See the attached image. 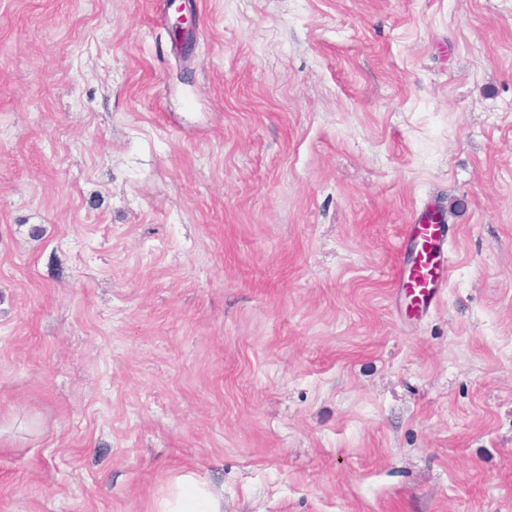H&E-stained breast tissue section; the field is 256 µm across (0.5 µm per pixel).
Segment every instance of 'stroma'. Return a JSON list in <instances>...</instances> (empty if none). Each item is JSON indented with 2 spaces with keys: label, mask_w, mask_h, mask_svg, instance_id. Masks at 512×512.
Returning a JSON list of instances; mask_svg holds the SVG:
<instances>
[{
  "label": "stroma",
  "mask_w": 512,
  "mask_h": 512,
  "mask_svg": "<svg viewBox=\"0 0 512 512\" xmlns=\"http://www.w3.org/2000/svg\"><path fill=\"white\" fill-rule=\"evenodd\" d=\"M178 2L0 0V512H512V0ZM404 234L420 243L409 271L399 270L396 276L398 285L407 288L417 304L424 305L432 301L443 288L445 272H449V257L445 258L439 248L442 238L440 224H407ZM221 499L206 488L188 485L179 505L170 512H222Z\"/></svg>",
  "instance_id": "1"
}]
</instances>
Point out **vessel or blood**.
I'll list each match as a JSON object with an SVG mask.
<instances>
[{"label":"vessel or blood","mask_w":512,"mask_h":512,"mask_svg":"<svg viewBox=\"0 0 512 512\" xmlns=\"http://www.w3.org/2000/svg\"><path fill=\"white\" fill-rule=\"evenodd\" d=\"M405 234L419 241L420 249L412 267L398 272V284L409 290L416 303L423 305L438 294L449 269V260L439 248L441 227L431 222L409 224L405 227Z\"/></svg>","instance_id":"obj_1"}]
</instances>
